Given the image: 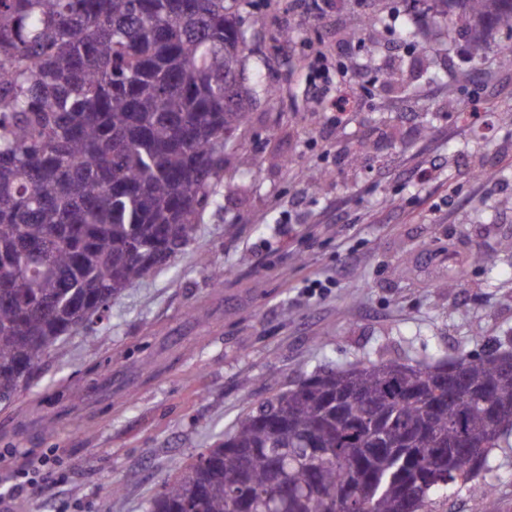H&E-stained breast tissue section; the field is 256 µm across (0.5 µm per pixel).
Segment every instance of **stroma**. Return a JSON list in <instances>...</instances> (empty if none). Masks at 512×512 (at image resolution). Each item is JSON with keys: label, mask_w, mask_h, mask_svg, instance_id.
I'll list each match as a JSON object with an SVG mask.
<instances>
[{"label": "stroma", "mask_w": 512, "mask_h": 512, "mask_svg": "<svg viewBox=\"0 0 512 512\" xmlns=\"http://www.w3.org/2000/svg\"><path fill=\"white\" fill-rule=\"evenodd\" d=\"M315 24L288 0H244L245 75L264 76L224 150V188L195 239L73 331L0 409V512H147L177 462L190 463L243 412L324 367L371 357L432 364L512 347V66L499 26L474 43L433 0H328ZM392 15L372 35L369 13ZM364 65L349 123L307 91V42ZM406 51L384 79L392 43ZM489 112V127L474 113ZM498 176L470 174L473 157ZM434 164L433 180L403 174ZM327 177L311 186V171ZM206 254L226 274L213 286ZM332 288L303 295L311 278ZM82 400L73 403V390ZM479 477L512 512V448ZM123 486L119 500L105 488Z\"/></svg>", "instance_id": "35a3bbf8"}]
</instances>
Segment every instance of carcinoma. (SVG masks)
<instances>
[{
    "label": "carcinoma",
    "instance_id": "carcinoma-1",
    "mask_svg": "<svg viewBox=\"0 0 512 512\" xmlns=\"http://www.w3.org/2000/svg\"><path fill=\"white\" fill-rule=\"evenodd\" d=\"M512 21V0H451ZM240 0H0V404L191 241L248 120ZM500 429H491L496 411ZM512 448V351L367 359L247 406L148 512H427Z\"/></svg>",
    "mask_w": 512,
    "mask_h": 512
}]
</instances>
